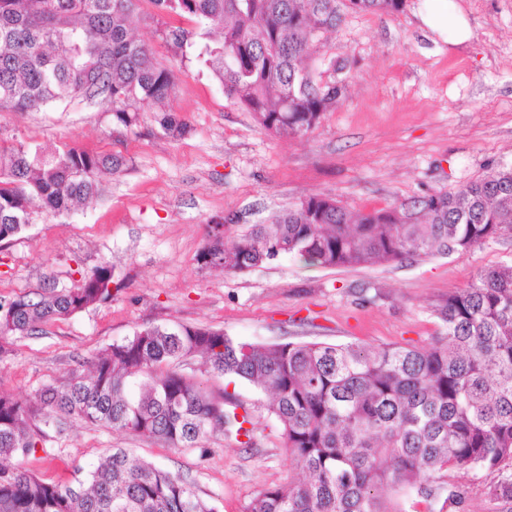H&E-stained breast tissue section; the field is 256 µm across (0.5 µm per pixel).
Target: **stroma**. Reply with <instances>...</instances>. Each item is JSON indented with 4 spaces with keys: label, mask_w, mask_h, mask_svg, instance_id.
Here are the masks:
<instances>
[{
    "label": "stroma",
    "mask_w": 512,
    "mask_h": 512,
    "mask_svg": "<svg viewBox=\"0 0 512 512\" xmlns=\"http://www.w3.org/2000/svg\"><path fill=\"white\" fill-rule=\"evenodd\" d=\"M429 7L428 0H405L394 14L344 11L311 63L318 82L340 81L346 91L302 138L270 136L227 99L198 48L173 55L160 30L198 23L157 16L150 0L137 4L134 33L173 71L170 105L188 134L168 136L147 119L118 128L99 105L82 100L41 112L0 111V139L33 148L76 144L127 160L100 199L37 221L0 248V298L50 280L72 288L98 266L112 269L108 300L38 333L9 337L0 392L33 398L100 350L154 325H198L263 345L429 344L442 330L435 307L480 270L511 264L512 238L403 265L319 268L283 256L227 275L199 260L209 224L227 216L241 233L309 195L335 198L353 212L388 208L512 167V0H445L449 14L469 22L472 36L462 43L424 26L420 14ZM207 385L251 408L252 447L215 432L201 447L177 450L74 419L63 430L46 429L43 450L25 464L44 481L64 484L123 448L185 477L218 512H242L296 471L264 395L220 378ZM450 481L462 497L457 512H512L485 471Z\"/></svg>",
    "instance_id": "stroma-1"
}]
</instances>
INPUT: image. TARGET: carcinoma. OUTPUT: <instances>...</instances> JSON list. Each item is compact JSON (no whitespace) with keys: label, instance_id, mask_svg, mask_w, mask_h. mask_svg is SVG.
<instances>
[{"label":"carcinoma","instance_id":"1","mask_svg":"<svg viewBox=\"0 0 512 512\" xmlns=\"http://www.w3.org/2000/svg\"><path fill=\"white\" fill-rule=\"evenodd\" d=\"M138 0H0V110L28 112L82 99L101 105L127 130L152 114L165 134L187 125L169 105L172 71L132 35ZM161 15L191 16L199 30L160 32L174 52L204 39L203 57L224 93L274 136L306 135L344 85L317 82L306 61L321 35L336 31V0H151ZM404 0H345L354 12L396 13ZM119 152L80 146L45 151L0 141V243L27 224L69 214L100 198L121 171ZM406 207L354 214L313 195L272 224L245 234L224 225L200 261L222 250L224 273L245 272L282 255L322 268L403 264L465 253L512 237V167L434 192ZM112 270L100 266L73 288L0 301V340L40 331L110 296ZM443 335L427 347L359 342L237 341L221 330L148 326L99 351L85 369L47 384L36 401L0 392V461L36 454L44 431L70 418L197 448L219 430L253 444L250 408L215 395L180 364L199 356L206 371L266 397L299 478L260 492L243 512H415L417 500L460 503L451 472L497 478L512 502V264L481 271L435 309ZM0 512H217L182 476L124 448L74 482L47 483L19 463L0 466Z\"/></svg>","mask_w":512,"mask_h":512}]
</instances>
